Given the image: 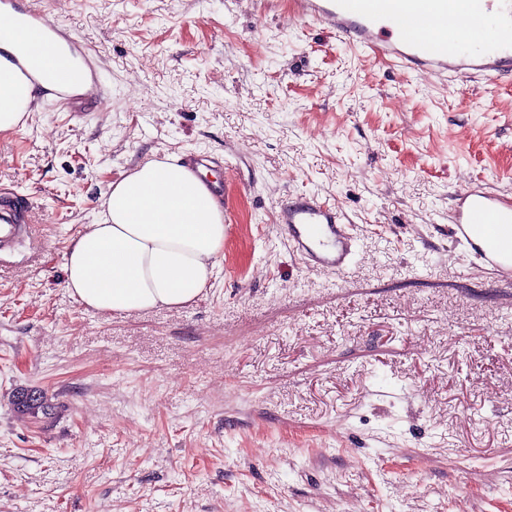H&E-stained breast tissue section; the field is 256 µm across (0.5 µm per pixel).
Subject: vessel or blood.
<instances>
[{"label": "vessel or blood", "instance_id": "vessel-or-blood-1", "mask_svg": "<svg viewBox=\"0 0 512 512\" xmlns=\"http://www.w3.org/2000/svg\"><path fill=\"white\" fill-rule=\"evenodd\" d=\"M296 13L325 24L345 41L413 71L458 79L512 74V0H291ZM466 26L449 30L452 18ZM434 30L421 32L422 21ZM27 208L0 198V253L12 251L25 230ZM453 236L495 274L512 278V205L494 192L466 188L454 198ZM276 223L309 268L348 271L357 238L335 204L316 195L278 206Z\"/></svg>", "mask_w": 512, "mask_h": 512}]
</instances>
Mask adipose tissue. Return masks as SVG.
<instances>
[{"label": "adipose tissue", "mask_w": 512, "mask_h": 512, "mask_svg": "<svg viewBox=\"0 0 512 512\" xmlns=\"http://www.w3.org/2000/svg\"><path fill=\"white\" fill-rule=\"evenodd\" d=\"M0 50L31 58L36 78L0 63V134L24 128L36 88H60L52 51L23 36ZM224 210L202 179L177 161L151 159L112 181L97 223L64 255L65 285L101 313L178 310L202 294L224 255Z\"/></svg>", "instance_id": "adipose-tissue-1"}]
</instances>
